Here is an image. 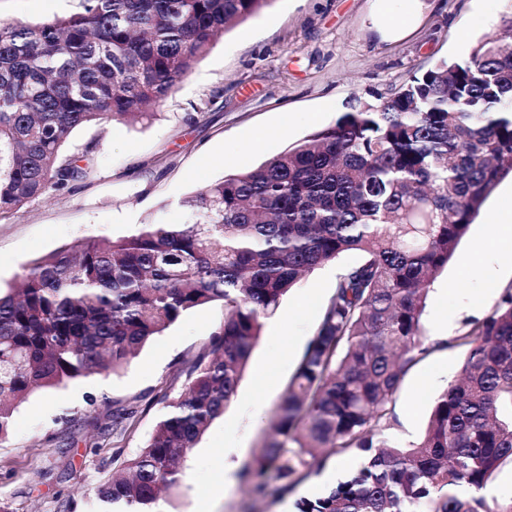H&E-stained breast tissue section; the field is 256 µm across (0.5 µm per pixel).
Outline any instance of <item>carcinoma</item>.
<instances>
[{"instance_id":"cac0c4a2","label":"carcinoma","mask_w":512,"mask_h":512,"mask_svg":"<svg viewBox=\"0 0 512 512\" xmlns=\"http://www.w3.org/2000/svg\"><path fill=\"white\" fill-rule=\"evenodd\" d=\"M270 0H82L41 24L0 23V223L86 177L82 126L150 120L227 25ZM512 176V37L440 60L387 97L351 96L336 121L180 202V223L63 247L0 291V443L31 394L127 364L187 312L221 301L207 352L183 368L146 447L95 490L101 512H154L162 490L224 409L263 320L316 268L348 251L283 399L274 431L240 476L282 500L327 457L362 467L299 512H512L489 499L512 463V286L448 346L467 347L422 439L381 436L403 375L431 347L429 286L485 199Z\"/></svg>"}]
</instances>
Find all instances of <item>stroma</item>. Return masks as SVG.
<instances>
[{
  "label": "stroma",
  "instance_id": "stroma-1",
  "mask_svg": "<svg viewBox=\"0 0 512 512\" xmlns=\"http://www.w3.org/2000/svg\"><path fill=\"white\" fill-rule=\"evenodd\" d=\"M82 9V0H0V21L39 24ZM512 0H270L228 26L151 121L76 129L66 151L91 153L87 177L28 203L0 224V289L23 269L81 240L129 235L154 218L181 219L178 203L234 170L258 167L334 123L351 95L388 94L441 59L469 58L500 36ZM512 211V177L483 203L452 259L431 285L426 336L462 335L489 315L512 285L507 248L475 260L490 221ZM350 251L306 275L264 321L261 339L223 416L186 455L180 484L159 512H297L362 458L329 457V480L314 476L288 498L258 497L238 469L259 455L275 405L316 333L337 275L358 263ZM224 321V304L196 308L147 344L129 364L38 391L15 410L0 444V501L12 512H95L94 490L144 448L167 399L184 389L185 361L202 353ZM466 351L436 349L403 376L392 399L389 439L417 442L434 401L457 378ZM235 474L225 476V462Z\"/></svg>",
  "mask_w": 512,
  "mask_h": 512
}]
</instances>
